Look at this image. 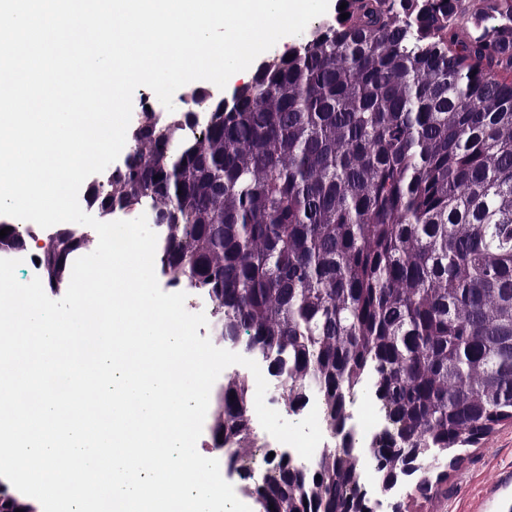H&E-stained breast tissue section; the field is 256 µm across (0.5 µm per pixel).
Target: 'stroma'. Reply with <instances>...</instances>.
<instances>
[{
    "instance_id": "obj_1",
    "label": "stroma",
    "mask_w": 512,
    "mask_h": 512,
    "mask_svg": "<svg viewBox=\"0 0 512 512\" xmlns=\"http://www.w3.org/2000/svg\"><path fill=\"white\" fill-rule=\"evenodd\" d=\"M439 482L428 496L414 489L383 496L380 512H512V422L505 421L478 444L464 448L457 461L442 458Z\"/></svg>"
}]
</instances>
